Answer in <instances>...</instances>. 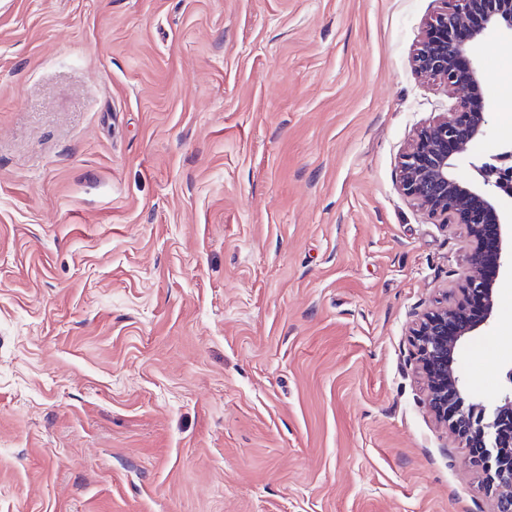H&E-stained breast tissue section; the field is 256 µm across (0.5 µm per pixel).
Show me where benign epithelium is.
<instances>
[{
	"mask_svg": "<svg viewBox=\"0 0 512 512\" xmlns=\"http://www.w3.org/2000/svg\"><path fill=\"white\" fill-rule=\"evenodd\" d=\"M431 20L428 36L413 57L421 74L459 92L457 105L424 128L403 156L400 190L443 222L466 226L473 245L466 259L460 295L426 313L414 330L419 368L428 381V405L459 439L465 463L486 475L491 512H512V368L497 398L488 402L466 384L458 359L461 346L492 316L497 281L512 273V142L471 163L475 181H458L455 160L484 134L492 104L483 92L475 59L485 31L512 40V0H446ZM463 59L469 78L459 77ZM483 298L481 318L466 303Z\"/></svg>",
	"mask_w": 512,
	"mask_h": 512,
	"instance_id": "1",
	"label": "benign epithelium"
}]
</instances>
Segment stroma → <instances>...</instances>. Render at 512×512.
Instances as JSON below:
<instances>
[{"mask_svg": "<svg viewBox=\"0 0 512 512\" xmlns=\"http://www.w3.org/2000/svg\"><path fill=\"white\" fill-rule=\"evenodd\" d=\"M441 7L0 0V512H490L411 336L468 246L399 188ZM478 60L463 182L512 140V41Z\"/></svg>", "mask_w": 512, "mask_h": 512, "instance_id": "35a3bbf8", "label": "stroma"}]
</instances>
